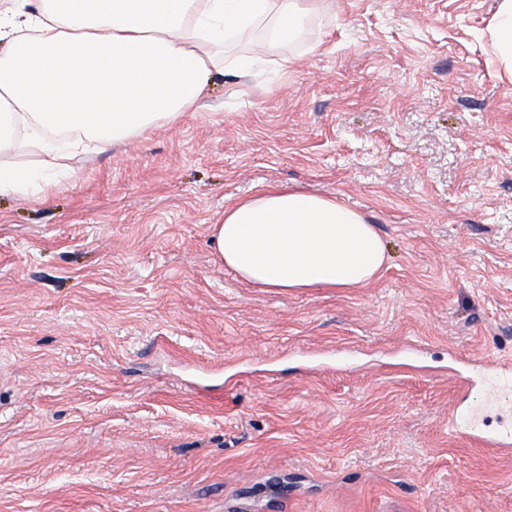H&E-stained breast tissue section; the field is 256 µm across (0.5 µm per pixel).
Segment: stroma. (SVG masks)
I'll use <instances>...</instances> for the list:
<instances>
[{"label": "stroma", "instance_id": "35a3bbf8", "mask_svg": "<svg viewBox=\"0 0 512 512\" xmlns=\"http://www.w3.org/2000/svg\"><path fill=\"white\" fill-rule=\"evenodd\" d=\"M495 0H314L176 122L0 195V512H512L448 435L512 365V78ZM376 224L352 290L251 288L211 227L255 185ZM488 35L497 60L512 77V0L496 1Z\"/></svg>", "mask_w": 512, "mask_h": 512}]
</instances>
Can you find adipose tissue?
Instances as JSON below:
<instances>
[{"label": "adipose tissue", "instance_id": "1", "mask_svg": "<svg viewBox=\"0 0 512 512\" xmlns=\"http://www.w3.org/2000/svg\"><path fill=\"white\" fill-rule=\"evenodd\" d=\"M309 0H20L0 11V195L26 197L79 152L106 151L195 110L214 74L246 76L251 60L219 47L273 20L292 35ZM493 53L512 75V0H496ZM77 130L58 144L47 130ZM215 254L241 282L279 293L348 290L388 261L376 226L335 199L259 184L211 227Z\"/></svg>", "mask_w": 512, "mask_h": 512}]
</instances>
